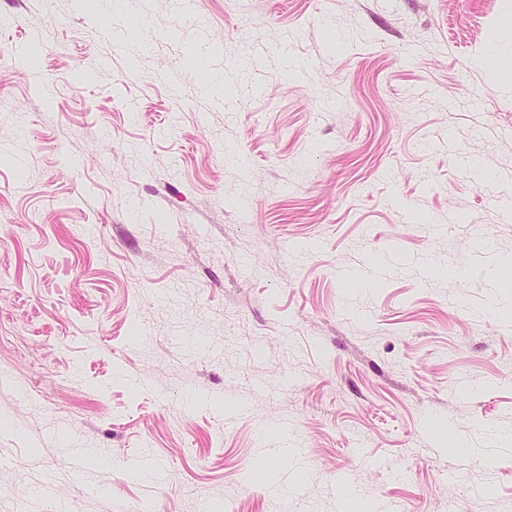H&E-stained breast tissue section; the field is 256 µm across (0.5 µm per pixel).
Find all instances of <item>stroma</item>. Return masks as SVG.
Masks as SVG:
<instances>
[{
	"instance_id": "1",
	"label": "stroma",
	"mask_w": 512,
	"mask_h": 512,
	"mask_svg": "<svg viewBox=\"0 0 512 512\" xmlns=\"http://www.w3.org/2000/svg\"><path fill=\"white\" fill-rule=\"evenodd\" d=\"M139 6L0 0V512H512V0Z\"/></svg>"
}]
</instances>
